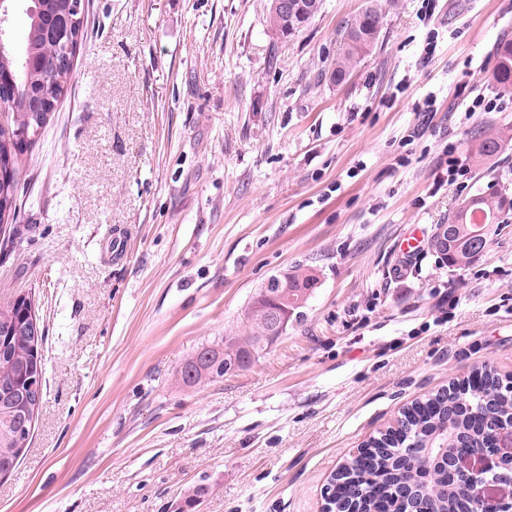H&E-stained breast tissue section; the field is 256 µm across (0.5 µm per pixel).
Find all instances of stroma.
<instances>
[{
  "label": "stroma",
  "instance_id": "35a3bbf8",
  "mask_svg": "<svg viewBox=\"0 0 512 512\" xmlns=\"http://www.w3.org/2000/svg\"><path fill=\"white\" fill-rule=\"evenodd\" d=\"M367 3L324 0L281 39L270 0H84L73 78L19 166L32 230L0 259V302L31 293L47 334L0 512H179L198 484L196 512H321L403 406L478 365L512 374V215L469 266L431 247L464 197L512 186V145L470 159L512 122L490 79L512 0H396L336 83ZM299 267L318 286L258 360L177 382ZM378 2L372 0L361 13L344 24L342 35L345 49L336 59L332 72L336 83L344 82L353 67L378 41L385 15V5ZM512 142V124L505 123L496 129L484 131L473 151V163L481 167L485 162L496 156L504 146Z\"/></svg>",
  "mask_w": 512,
  "mask_h": 512
}]
</instances>
